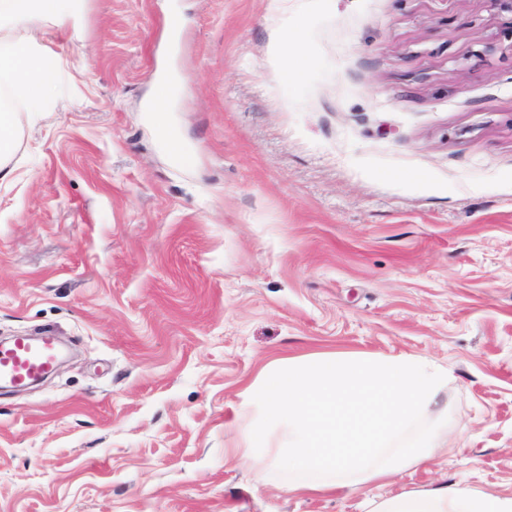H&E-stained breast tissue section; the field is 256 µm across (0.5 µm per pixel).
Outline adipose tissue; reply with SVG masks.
Listing matches in <instances>:
<instances>
[{"instance_id": "adipose-tissue-1", "label": "adipose tissue", "mask_w": 512, "mask_h": 512, "mask_svg": "<svg viewBox=\"0 0 512 512\" xmlns=\"http://www.w3.org/2000/svg\"><path fill=\"white\" fill-rule=\"evenodd\" d=\"M82 0H0V171L12 160L19 114L9 98L38 107L50 91L45 24L77 19ZM26 35L16 40L15 27ZM448 381L409 355L383 358L316 353L268 362L244 390L235 413L245 420L237 460L263 482L292 493H355L381 484L398 465L419 466L456 437L434 427L405 438ZM366 512H512V498L441 484L392 497L373 496Z\"/></svg>"}]
</instances>
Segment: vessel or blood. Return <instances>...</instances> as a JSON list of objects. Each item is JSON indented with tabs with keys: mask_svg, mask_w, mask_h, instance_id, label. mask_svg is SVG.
I'll return each instance as SVG.
<instances>
[{
	"mask_svg": "<svg viewBox=\"0 0 512 512\" xmlns=\"http://www.w3.org/2000/svg\"><path fill=\"white\" fill-rule=\"evenodd\" d=\"M53 337L33 344L19 336L10 343H0V386L24 387L53 370L56 350Z\"/></svg>",
	"mask_w": 512,
	"mask_h": 512,
	"instance_id": "vessel-or-blood-1",
	"label": "vessel or blood"
}]
</instances>
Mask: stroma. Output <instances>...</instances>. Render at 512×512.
I'll return each mask as SVG.
<instances>
[{"label": "stroma", "instance_id": "stroma-1", "mask_svg": "<svg viewBox=\"0 0 512 512\" xmlns=\"http://www.w3.org/2000/svg\"><path fill=\"white\" fill-rule=\"evenodd\" d=\"M303 19L294 48L284 34ZM0 179V340L70 360L0 390V512H363L512 497V15L493 0H85ZM168 86L170 161L149 117ZM448 373V452L295 496L232 459L270 360ZM365 508L366 512H512V498L445 483L392 497L373 496L366 499Z\"/></svg>", "mask_w": 512, "mask_h": 512}]
</instances>
